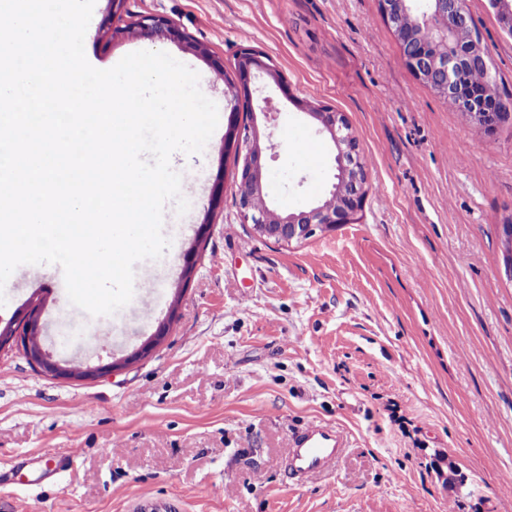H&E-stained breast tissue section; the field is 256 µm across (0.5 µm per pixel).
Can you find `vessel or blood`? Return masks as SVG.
Here are the masks:
<instances>
[{"label": "vessel or blood", "instance_id": "1", "mask_svg": "<svg viewBox=\"0 0 512 512\" xmlns=\"http://www.w3.org/2000/svg\"><path fill=\"white\" fill-rule=\"evenodd\" d=\"M346 446V437L338 427L311 422L297 429L290 437L286 462L289 479L303 484L314 475L330 472Z\"/></svg>", "mask_w": 512, "mask_h": 512}]
</instances>
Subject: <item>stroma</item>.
<instances>
[{
  "label": "stroma",
  "instance_id": "1",
  "mask_svg": "<svg viewBox=\"0 0 512 512\" xmlns=\"http://www.w3.org/2000/svg\"><path fill=\"white\" fill-rule=\"evenodd\" d=\"M96 0L90 64L163 51L195 70L219 111L203 153L171 157L190 202L164 210L171 246L134 267L140 317L70 304L60 266L10 277L0 321L40 305L55 355L93 365L165 340L91 382L46 378L0 353V512H512V117L493 130L450 110L409 69L379 0H126L117 26L174 21L178 42L111 39ZM501 96H512V30L489 0H467ZM266 53L289 96L259 82L272 116L240 113L264 147L271 208L306 209L334 182V147L295 99L344 114L368 191L355 223L293 244L239 216L224 153L225 81L212 59ZM224 196L211 207L216 175ZM207 242L183 280L204 216ZM317 420L349 446L336 469L291 485L293 431ZM465 477L452 488L451 470Z\"/></svg>",
  "mask_w": 512,
  "mask_h": 512
}]
</instances>
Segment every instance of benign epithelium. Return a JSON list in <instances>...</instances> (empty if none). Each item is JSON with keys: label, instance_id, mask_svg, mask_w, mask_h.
<instances>
[{"label": "benign epithelium", "instance_id": "benign-epithelium-1", "mask_svg": "<svg viewBox=\"0 0 512 512\" xmlns=\"http://www.w3.org/2000/svg\"><path fill=\"white\" fill-rule=\"evenodd\" d=\"M109 14L103 28L112 30V38H148L184 42L185 35L176 23L161 16H144L128 27L112 26L113 18L120 12L124 0H107ZM387 19L392 24L401 15L400 6L415 14V33L406 35L395 29L394 34L403 46L408 66L416 78L433 86L441 96H454L459 100V112L463 117L487 130L501 121L504 100L497 90L475 98L463 86L465 68L476 64H488L487 56L477 39L474 38L466 0H426L420 6L417 0H379ZM500 21L512 30V0H491ZM448 45V53L439 57L432 52L435 45ZM231 69L234 80L227 82V97L230 103L228 132L224 148H235L237 165L235 187L237 204L241 217L252 224L260 236L277 243L301 242L316 232H330L340 224H351L362 209L367 196V171L359 153V147L346 117L329 108L308 109L300 100L294 104L308 111L317 120L333 142L335 148V179L347 187L342 199H336V190H331L327 199L316 203L307 210L281 214L268 205L254 206V200L264 198L262 148L256 131L239 129L238 112L242 99L252 100L251 82L257 75L271 77L280 89L288 91L283 78L270 64V59L252 48H241L233 59ZM169 323H161L141 348L128 355L122 362L137 360L158 345L167 335ZM20 346L28 363L43 376L60 381L86 382L95 380L114 371L119 362L97 365H75L71 361L59 360L46 349L42 340L41 318L36 310L28 313L25 333L16 334L12 324L0 330V351Z\"/></svg>", "mask_w": 512, "mask_h": 512}]
</instances>
